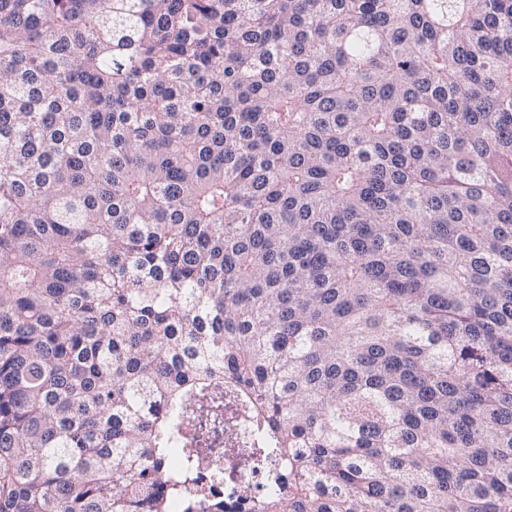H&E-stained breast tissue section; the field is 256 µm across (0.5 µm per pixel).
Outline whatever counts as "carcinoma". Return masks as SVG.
Listing matches in <instances>:
<instances>
[{"instance_id": "cac0c4a2", "label": "carcinoma", "mask_w": 512, "mask_h": 512, "mask_svg": "<svg viewBox=\"0 0 512 512\" xmlns=\"http://www.w3.org/2000/svg\"><path fill=\"white\" fill-rule=\"evenodd\" d=\"M226 393L253 512H512V0H0V512H226ZM242 409L218 427L224 429V450L223 446L216 450L201 468L203 482L214 481L218 496L224 498L226 512H249L255 497L275 493L277 485L271 475L281 465L274 457L256 461V434Z\"/></svg>"}]
</instances>
